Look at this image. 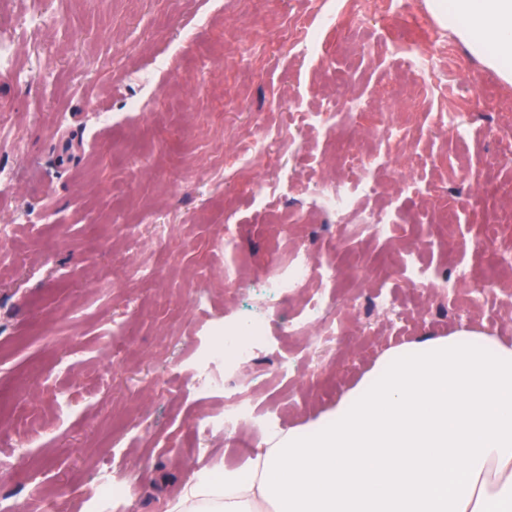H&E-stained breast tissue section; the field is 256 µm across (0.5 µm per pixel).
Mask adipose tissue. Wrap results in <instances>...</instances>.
Masks as SVG:
<instances>
[{"mask_svg": "<svg viewBox=\"0 0 512 512\" xmlns=\"http://www.w3.org/2000/svg\"><path fill=\"white\" fill-rule=\"evenodd\" d=\"M512 83V0H426ZM167 512H512V346L475 327L386 351L317 420L268 434L247 471Z\"/></svg>", "mask_w": 512, "mask_h": 512, "instance_id": "1", "label": "adipose tissue"}]
</instances>
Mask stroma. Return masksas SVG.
Returning <instances> with one entry per match:
<instances>
[{
  "label": "stroma",
  "instance_id": "stroma-1",
  "mask_svg": "<svg viewBox=\"0 0 512 512\" xmlns=\"http://www.w3.org/2000/svg\"><path fill=\"white\" fill-rule=\"evenodd\" d=\"M388 2L372 0L360 14L354 0H265L259 18L251 0H41L35 14L29 0H0L1 22L28 18L18 59L24 78L0 79V123L15 136L14 148L0 149V169L13 177L5 196L12 235L0 241V454H19L0 493L22 505L53 491L64 512H84L85 495L117 453L139 471L129 512H164L195 472L247 467L249 456L221 434L198 454L190 424L199 412L224 411L223 397L187 382L198 344L232 325L250 295L225 288L214 259L234 255L251 280H260L298 236L316 257L335 258L345 273V299L360 286L361 265L397 284L384 262L385 242L347 236L324 217L269 224L246 200L262 171L291 170L298 184L331 176L333 149L348 130L371 150L370 133L397 118L396 111L371 109L390 97L401 72L393 41L435 45L440 57L409 111L421 119L463 115L479 136L464 147L449 135L425 140L415 171L380 172L391 201L409 218L430 209L428 200L399 189L414 175L463 211L467 244L491 231L512 244V208L497 203L512 191V165L485 162L512 143V84L443 28L425 0H411L401 17L389 14ZM324 12L334 17L326 40L349 46V54L298 55L295 45ZM196 26L203 29L202 53L185 38ZM170 52L175 59L155 77L151 112L132 124L97 122V107L122 113L139 96L138 86H118L122 73L152 68ZM347 95L368 110L345 113L327 133H297L292 146L272 142L258 169L234 165L233 148L250 137L283 126L289 113L316 111L325 98L343 110ZM401 231L416 237L444 275L467 266L456 293L417 296L399 287L398 303L409 316H389L367 334L363 311L352 310L322 361L312 360L276 315L268 322L273 348L229 372V381L251 383L268 401H287L284 422L296 425L332 409L395 343L444 335L465 321L512 344L511 308L492 301L465 319L455 312L486 276H512L498 256L461 252L454 238L437 249L438 230L427 223L409 222ZM133 237L156 277L127 274L131 259L119 242ZM201 293L207 301L198 308ZM116 324L126 329L117 338ZM291 357L298 360L294 375L274 378V368ZM35 424L43 437L33 448Z\"/></svg>",
  "mask_w": 512,
  "mask_h": 512
}]
</instances>
